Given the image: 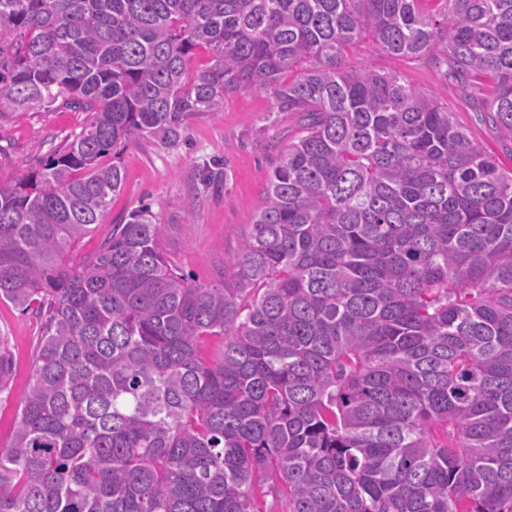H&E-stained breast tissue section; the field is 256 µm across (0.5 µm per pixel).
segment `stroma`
Returning <instances> with one entry per match:
<instances>
[{"label":"stroma","instance_id":"stroma-1","mask_svg":"<svg viewBox=\"0 0 512 512\" xmlns=\"http://www.w3.org/2000/svg\"><path fill=\"white\" fill-rule=\"evenodd\" d=\"M354 66L397 71L418 90L454 112L474 143L512 169V138L480 120L471 100L491 94V86L461 89L436 70L381 51L371 38L350 52ZM89 113L73 108L17 116L0 111V181L22 179L65 146L88 123ZM301 113L280 111L270 94L245 88L227 96L218 114L195 115L171 145L142 138L128 145L119 161L124 185L102 224L78 248L97 250L114 224L126 221L140 205H150L166 231L159 242L171 264L193 282L220 284L239 253L242 236L253 223L272 168L288 143L302 132ZM0 330L10 340L13 379L8 400L0 402V446H8L17 409L32 383L39 321L0 302Z\"/></svg>","mask_w":512,"mask_h":512}]
</instances>
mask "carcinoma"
<instances>
[{"instance_id": "1", "label": "carcinoma", "mask_w": 512, "mask_h": 512, "mask_svg": "<svg viewBox=\"0 0 512 512\" xmlns=\"http://www.w3.org/2000/svg\"><path fill=\"white\" fill-rule=\"evenodd\" d=\"M420 2L0 0L11 110L91 114L0 182V301L41 322L0 512H512V171L400 74L347 63L370 37L487 78L475 111L512 138V0ZM249 87L305 130L224 287L173 268L147 205L72 262L122 148ZM12 373L1 331L0 402Z\"/></svg>"}]
</instances>
